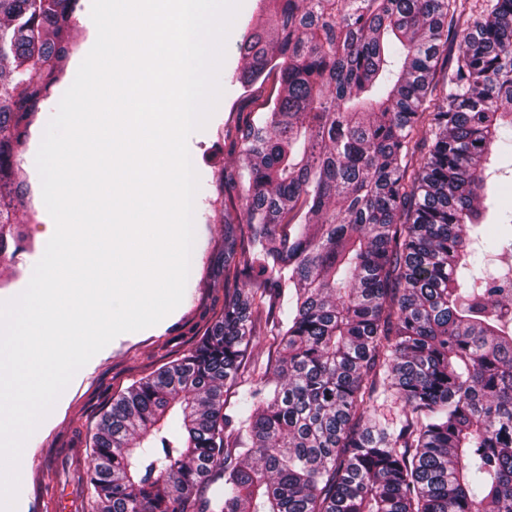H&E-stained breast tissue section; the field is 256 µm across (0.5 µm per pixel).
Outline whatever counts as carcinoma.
Wrapping results in <instances>:
<instances>
[{
    "label": "carcinoma",
    "mask_w": 512,
    "mask_h": 512,
    "mask_svg": "<svg viewBox=\"0 0 512 512\" xmlns=\"http://www.w3.org/2000/svg\"><path fill=\"white\" fill-rule=\"evenodd\" d=\"M77 2L0 0V252ZM238 49L237 82L279 90L238 128L232 294L113 400L93 512H512V278L488 269L512 219L479 222L512 157V0H261Z\"/></svg>",
    "instance_id": "carcinoma-1"
}]
</instances>
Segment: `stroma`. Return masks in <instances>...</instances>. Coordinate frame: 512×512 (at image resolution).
<instances>
[{"label": "stroma", "instance_id": "obj_1", "mask_svg": "<svg viewBox=\"0 0 512 512\" xmlns=\"http://www.w3.org/2000/svg\"><path fill=\"white\" fill-rule=\"evenodd\" d=\"M255 4L256 0H243L226 42L220 72L223 94L206 127L188 139L199 190L194 216L195 272L187 280L183 301L158 324L117 336L75 374L24 446L19 465L24 477L15 512H47L45 499L51 491L65 501L77 489L83 502L91 503L90 441L113 398L142 377L181 358L206 334L214 314L224 306V211L229 196L224 177L241 164L227 135L248 113L260 111L275 87L270 79L246 91L234 80L242 66L237 44ZM76 72L74 61H67L58 90L50 91L35 112L14 166V180L23 185L26 194L19 213L21 222L14 227L18 244L0 254V301L12 299L26 288L55 230L42 199L35 157L61 100L60 92L70 87Z\"/></svg>", "mask_w": 512, "mask_h": 512}]
</instances>
